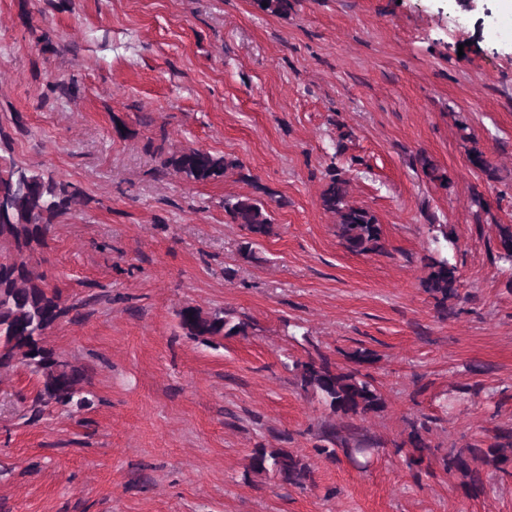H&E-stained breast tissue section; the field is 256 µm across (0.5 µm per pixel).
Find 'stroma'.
<instances>
[{
	"mask_svg": "<svg viewBox=\"0 0 512 512\" xmlns=\"http://www.w3.org/2000/svg\"><path fill=\"white\" fill-rule=\"evenodd\" d=\"M0 0V129L16 161L81 191L42 265L65 303L47 343L88 366L91 411L22 417L25 367L0 383V512H512V478L466 496L449 448L512 428V41L502 0ZM239 160L223 178L159 173L157 145ZM483 151L494 179L474 170ZM428 156L447 184L429 181ZM378 218L384 250L354 254L320 202L327 168ZM482 203H474L473 192ZM264 202L248 246L224 200ZM456 238L458 295L424 281L429 225ZM247 317L213 347L185 305ZM318 344L365 347L385 409L349 420L295 384ZM428 421L430 469L395 442ZM380 439L368 469L317 454L322 427ZM304 456L313 484L247 475L253 448Z\"/></svg>",
	"mask_w": 512,
	"mask_h": 512,
	"instance_id": "stroma-1",
	"label": "stroma"
}]
</instances>
